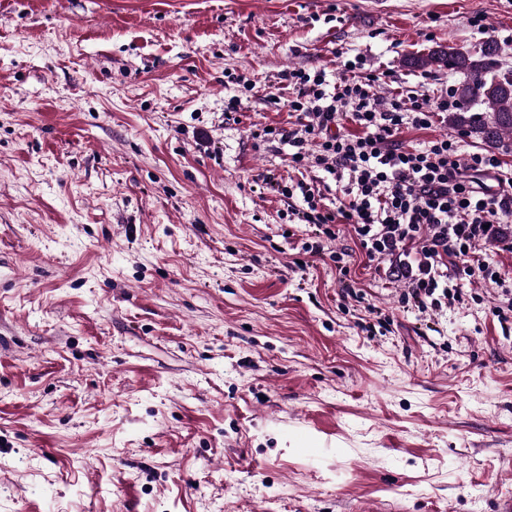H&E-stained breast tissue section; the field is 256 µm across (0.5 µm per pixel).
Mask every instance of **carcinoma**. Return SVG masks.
I'll list each match as a JSON object with an SVG mask.
<instances>
[{
    "label": "carcinoma",
    "instance_id": "1",
    "mask_svg": "<svg viewBox=\"0 0 512 512\" xmlns=\"http://www.w3.org/2000/svg\"><path fill=\"white\" fill-rule=\"evenodd\" d=\"M497 46L488 42L469 53L435 50L412 59L417 69L446 67L462 80L453 88L459 107L448 112V128L464 129L489 148L512 152V71L493 69ZM479 111H472L473 106Z\"/></svg>",
    "mask_w": 512,
    "mask_h": 512
}]
</instances>
